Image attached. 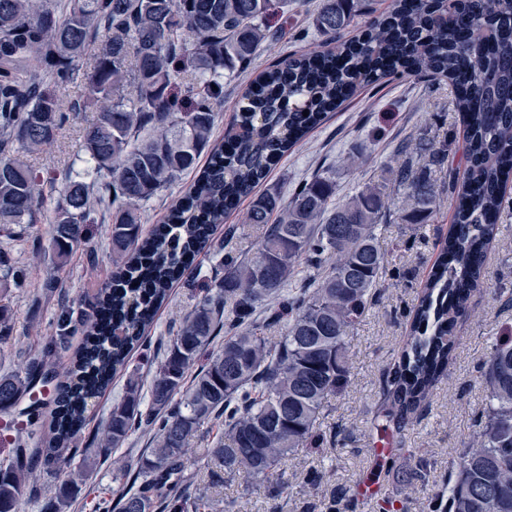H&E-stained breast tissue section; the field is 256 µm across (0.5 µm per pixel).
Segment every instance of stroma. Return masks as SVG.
<instances>
[{
  "instance_id": "1",
  "label": "stroma",
  "mask_w": 512,
  "mask_h": 512,
  "mask_svg": "<svg viewBox=\"0 0 512 512\" xmlns=\"http://www.w3.org/2000/svg\"><path fill=\"white\" fill-rule=\"evenodd\" d=\"M318 4L319 0H307L290 17L288 37L266 43L251 67L225 78L221 112L228 115L235 111L255 68L275 63L288 54L331 47V39L312 25ZM59 95L69 118L52 145L32 160L47 183L80 167V136L95 113L87 103L83 82L61 88ZM454 97L447 82L414 77L357 90L339 112L284 156L265 186L286 196L314 175L332 172L338 184L337 197L345 199L365 183L380 179L385 162L425 127L437 140L449 141L448 163L458 165L465 129L454 108ZM358 148L364 151V163L347 169V155ZM453 214L452 205L446 200L429 223L404 224L396 220L382 228L379 245L388 255L391 272L381 282L375 304L354 331L350 385L324 409L322 427L335 433V448L326 449L321 455L300 450L288 462V491L275 500L263 491L246 488L242 480L225 479L223 470L211 474L189 466L187 473L194 484L208 489V499L200 512H222L228 499L235 500L237 512H320L322 498L336 495L354 501L355 485L374 479L383 494L399 504L401 512H429V503L448 473L453 449L467 440L476 413L485 405L486 390L477 366L485 359L493 336L512 327V215L506 214L501 219V233L486 254L493 289L471 298L467 315L457 327V352L447 377L439 384L428 408L403 432L402 448L392 462V476L382 475L379 448L392 444L393 439L390 432L372 427L370 421L383 403L387 368L405 340L407 321L402 313L412 306L437 260ZM107 234V219L97 218L90 227V242L74 249L51 293L44 289V225H35L33 231L12 239L0 235V258L25 266L28 272L26 288L13 291L10 296L14 328L6 343L0 345V373L15 371L20 363L40 354L54 332L60 311L111 281ZM223 277L222 261L212 257L202 261L200 270L189 271L184 281L175 284L144 345L133 353L127 369L116 377L111 388L90 406L80 445L91 449L96 466L69 512H96L99 501L112 496L113 458H122L132 466L149 448L150 436L142 431L108 455L94 448L93 438L113 403L123 395L129 378L149 385V367L164 357L170 335L191 310L195 285ZM422 458L429 463L425 484L411 496H403L395 475L413 471ZM317 464L326 469L327 478L313 494L305 484V475Z\"/></svg>"
}]
</instances>
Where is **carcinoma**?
<instances>
[{
	"instance_id": "1",
	"label": "carcinoma",
	"mask_w": 512,
	"mask_h": 512,
	"mask_svg": "<svg viewBox=\"0 0 512 512\" xmlns=\"http://www.w3.org/2000/svg\"><path fill=\"white\" fill-rule=\"evenodd\" d=\"M286 8L288 0H0V231L9 237L12 224L48 225L45 287L52 288L104 211L113 266L112 285L78 310L62 311L41 354L0 375L6 412L37 383L54 384L48 429L28 432L33 446H19L0 465V512H17L41 469L79 454L90 402L153 326L173 281L199 255L215 252L213 226L248 196L244 223L261 230L254 253L227 258L224 279L198 289L148 395L129 382L97 437L100 448H121L143 429L153 444L132 473L113 462L115 502L103 501V510L198 512L206 490L190 492L188 455L219 418L224 435L197 449L196 465L219 466L272 499L288 487L294 452L336 446L319 417L348 386L354 330L389 272L378 235L394 216L391 194L386 182H370L338 201L329 172L287 199L252 193L357 88L404 77L456 87L464 167L448 169L453 224L406 315L408 334L388 368L377 419L403 432L446 376L456 325L471 296L488 286L485 250L512 207L505 192L512 177V0H393L353 41L342 35L361 0H320L312 23L334 46L290 54L261 72L227 120L224 143L215 144L224 77L282 32L270 20ZM78 77L99 112L82 133L85 167L54 187L45 209L44 183L28 158L55 140L66 119L55 89ZM206 151L208 165L167 223L143 238L144 206ZM398 154L402 161L388 172L404 191L399 219L424 224L442 204L431 166L444 164L447 147L423 132ZM24 287L25 269L3 265L0 341L12 330L8 290ZM266 302L282 327L276 343L253 320ZM221 327L224 347L206 354ZM74 333L82 343L61 372L48 358ZM478 373L487 402L470 441L449 462L432 512H512V331L494 337ZM87 473L86 463L75 467L44 512H64Z\"/></svg>"
}]
</instances>
